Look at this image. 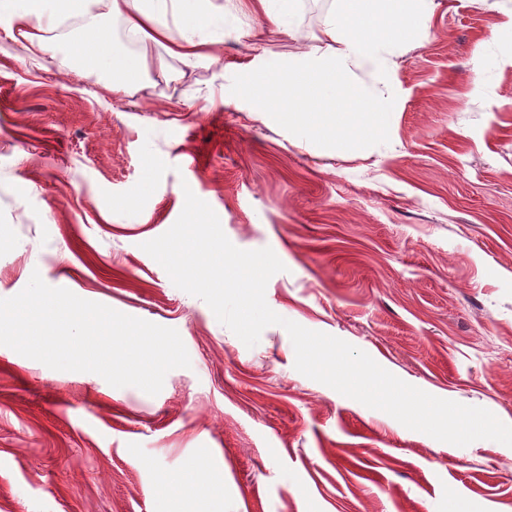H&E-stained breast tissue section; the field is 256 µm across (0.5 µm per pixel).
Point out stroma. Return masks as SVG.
Returning <instances> with one entry per match:
<instances>
[{"instance_id": "1", "label": "stroma", "mask_w": 512, "mask_h": 512, "mask_svg": "<svg viewBox=\"0 0 512 512\" xmlns=\"http://www.w3.org/2000/svg\"><path fill=\"white\" fill-rule=\"evenodd\" d=\"M216 60L167 56L133 99L72 73L82 22L47 53L0 38V298L32 273L178 331L191 365L154 396L0 346V512H167L158 477L211 452L215 512H512V447L404 427L295 367L287 331L254 347L173 285L142 243L185 190L243 250L284 264L269 307L338 337L434 396L512 425V0H427L420 33L355 62L395 96L389 141L321 148L234 96V75L335 53L294 11L292 39L253 0Z\"/></svg>"}]
</instances>
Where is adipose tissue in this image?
Wrapping results in <instances>:
<instances>
[{"mask_svg": "<svg viewBox=\"0 0 512 512\" xmlns=\"http://www.w3.org/2000/svg\"><path fill=\"white\" fill-rule=\"evenodd\" d=\"M105 7L107 14L121 19L129 33L137 39V58L118 59L111 44L97 24L94 10ZM65 16L85 20L80 51L84 60L95 66H106L110 73L113 96L125 98L140 91L149 75L148 60L153 46H165L168 53L187 63L215 56L214 40L207 34L230 25L229 12L206 9L203 0H0V35L24 42L26 49L44 50L42 31L53 27ZM180 23L202 32L199 40L173 42L169 39L170 23ZM211 455L192 459L176 477L161 476L160 485L166 490L170 512H206L204 504L224 495L220 481H205L201 475L213 470Z\"/></svg>", "mask_w": 512, "mask_h": 512, "instance_id": "adipose-tissue-1", "label": "adipose tissue"}]
</instances>
